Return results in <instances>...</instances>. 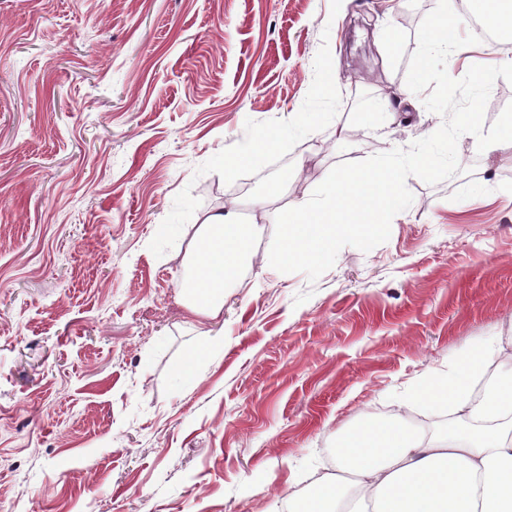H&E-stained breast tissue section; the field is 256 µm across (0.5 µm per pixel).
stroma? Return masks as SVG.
Returning a JSON list of instances; mask_svg holds the SVG:
<instances>
[{"instance_id":"1","label":"stroma","mask_w":512,"mask_h":512,"mask_svg":"<svg viewBox=\"0 0 512 512\" xmlns=\"http://www.w3.org/2000/svg\"><path fill=\"white\" fill-rule=\"evenodd\" d=\"M434 7L0 0V512H281L343 432L443 429L424 380L512 354V150L459 141L455 177H409L388 240L316 282L269 264L274 216L333 167L442 124L406 85ZM507 62L512 43L482 42L448 73ZM336 119L362 140L330 143ZM226 211L259 232L209 319L182 288Z\"/></svg>"}]
</instances>
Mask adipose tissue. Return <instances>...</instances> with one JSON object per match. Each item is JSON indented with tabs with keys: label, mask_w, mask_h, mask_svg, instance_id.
Returning a JSON list of instances; mask_svg holds the SVG:
<instances>
[{
	"label": "adipose tissue",
	"mask_w": 512,
	"mask_h": 512,
	"mask_svg": "<svg viewBox=\"0 0 512 512\" xmlns=\"http://www.w3.org/2000/svg\"><path fill=\"white\" fill-rule=\"evenodd\" d=\"M256 227L233 213L207 218L189 255L183 286L190 312L217 317L224 289L252 250ZM492 348L463 355L447 379L430 381L422 397L453 408L469 421L471 436L425 438L393 420L344 434L336 473L303 494L296 512H512V359L502 360L482 395Z\"/></svg>",
	"instance_id": "1"
}]
</instances>
